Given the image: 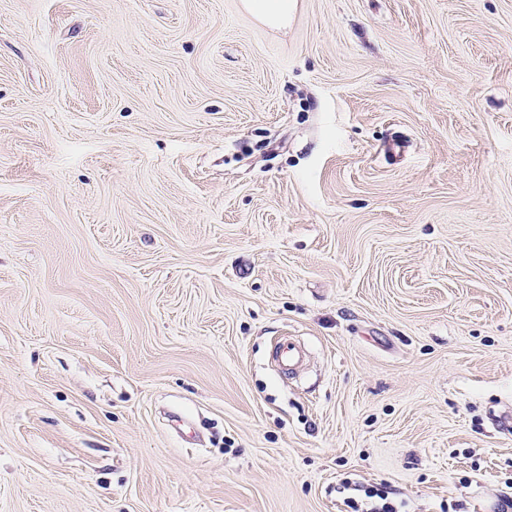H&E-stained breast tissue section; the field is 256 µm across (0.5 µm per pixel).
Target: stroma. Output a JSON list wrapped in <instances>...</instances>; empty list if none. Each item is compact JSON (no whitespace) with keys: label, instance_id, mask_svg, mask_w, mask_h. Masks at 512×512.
Masks as SVG:
<instances>
[{"label":"stroma","instance_id":"35a3bbf8","mask_svg":"<svg viewBox=\"0 0 512 512\" xmlns=\"http://www.w3.org/2000/svg\"><path fill=\"white\" fill-rule=\"evenodd\" d=\"M507 406L512 0H0V512H498ZM244 8L261 22L285 27L295 8L294 0H244Z\"/></svg>","mask_w":512,"mask_h":512}]
</instances>
